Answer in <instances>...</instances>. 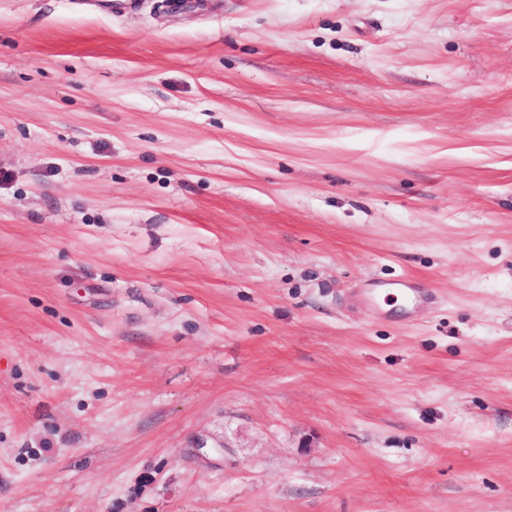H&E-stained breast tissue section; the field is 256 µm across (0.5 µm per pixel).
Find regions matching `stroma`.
I'll return each instance as SVG.
<instances>
[{
  "label": "stroma",
  "mask_w": 512,
  "mask_h": 512,
  "mask_svg": "<svg viewBox=\"0 0 512 512\" xmlns=\"http://www.w3.org/2000/svg\"><path fill=\"white\" fill-rule=\"evenodd\" d=\"M0 512H512V0H0Z\"/></svg>",
  "instance_id": "obj_1"
}]
</instances>
